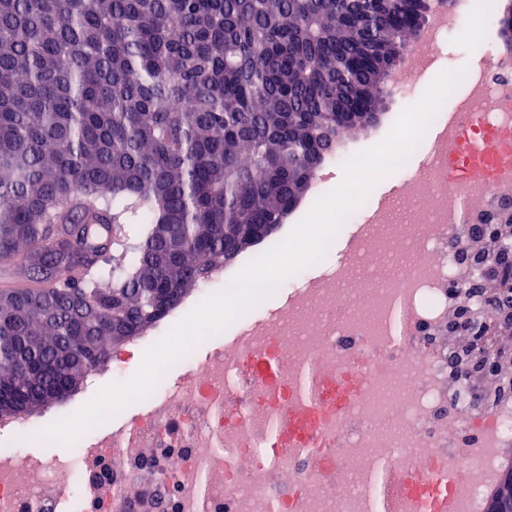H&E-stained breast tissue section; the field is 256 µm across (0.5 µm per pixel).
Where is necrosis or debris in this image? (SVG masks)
Wrapping results in <instances>:
<instances>
[{
  "instance_id": "4bbe7bcc",
  "label": "necrosis or debris",
  "mask_w": 512,
  "mask_h": 512,
  "mask_svg": "<svg viewBox=\"0 0 512 512\" xmlns=\"http://www.w3.org/2000/svg\"><path fill=\"white\" fill-rule=\"evenodd\" d=\"M494 30L471 0H434L422 55L391 81L411 99L426 63L461 23ZM433 118L439 139L404 173L405 221L367 202L341 260L319 276L294 275L293 301L274 323L248 309L232 341L209 337L179 359L130 423L86 431L73 451H0V512H371L378 463L411 478L441 469L454 512H483L512 446V393L476 392L453 368L461 350L444 327L482 268L468 258L471 229L512 202V56L490 54ZM475 154L459 148L449 113L469 116ZM456 166L460 190L448 185ZM320 399L303 397V373ZM339 472L341 486L323 481Z\"/></svg>"
}]
</instances>
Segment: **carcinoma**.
Listing matches in <instances>:
<instances>
[{
  "mask_svg": "<svg viewBox=\"0 0 512 512\" xmlns=\"http://www.w3.org/2000/svg\"><path fill=\"white\" fill-rule=\"evenodd\" d=\"M421 0H0V413L75 392L373 126ZM476 226L472 245L512 266ZM112 278L101 283V265Z\"/></svg>",
  "mask_w": 512,
  "mask_h": 512,
  "instance_id": "1",
  "label": "carcinoma"
}]
</instances>
